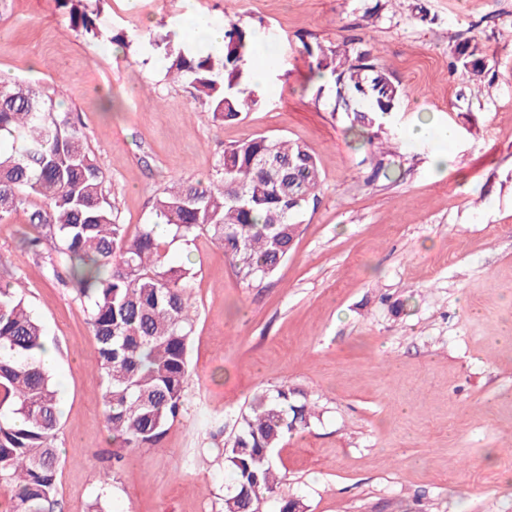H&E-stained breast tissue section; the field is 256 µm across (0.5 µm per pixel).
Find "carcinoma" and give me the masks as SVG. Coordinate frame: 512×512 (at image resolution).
<instances>
[{
	"label": "carcinoma",
	"mask_w": 512,
	"mask_h": 512,
	"mask_svg": "<svg viewBox=\"0 0 512 512\" xmlns=\"http://www.w3.org/2000/svg\"><path fill=\"white\" fill-rule=\"evenodd\" d=\"M63 4L76 31L97 36L86 8ZM156 45L167 73L186 81L215 120H239L257 104L241 89L254 56L247 29L227 23L216 53L167 37ZM305 51L311 72L333 80L337 102L357 105L349 130L369 149L401 100L400 86L370 48L344 41ZM450 67L468 78L484 74L478 39L457 43ZM56 94L55 87L0 83V131L10 137L0 142V220L21 211L57 237L58 260L46 272L72 281L83 298L107 430L121 448L155 447L182 413L195 322L194 272L169 262V247L204 234L243 282L269 276L294 249L301 217L318 204L321 172L306 145L257 135L225 147L208 182L173 178L155 198L150 222L131 236L106 193L105 172L70 114L56 108ZM33 195L44 205L29 211ZM44 347L43 326L25 300L0 288V485L11 492L8 512H54L56 505L61 410L54 378L36 359ZM314 417L306 394L286 385L251 399L221 449L233 475L223 512H259L285 480L273 449Z\"/></svg>",
	"instance_id": "carcinoma-1"
}]
</instances>
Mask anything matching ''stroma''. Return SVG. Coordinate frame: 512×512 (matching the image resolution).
Listing matches in <instances>:
<instances>
[{"label": "stroma", "mask_w": 512, "mask_h": 512, "mask_svg": "<svg viewBox=\"0 0 512 512\" xmlns=\"http://www.w3.org/2000/svg\"><path fill=\"white\" fill-rule=\"evenodd\" d=\"M84 5L97 36L73 30L59 0H0V74L61 86L128 233L172 178L210 177L225 146L259 134L306 144L322 191L263 281L242 282L208 236L171 247L195 264V327L184 411L153 448L118 449L106 428L87 314L45 274L53 241L34 256L25 214L0 221V286L25 298L56 354L55 512H91L104 489L111 512H219L232 474L218 448L256 392L284 384L320 416L275 449L286 479L261 512L283 497L306 512H512V0ZM190 7L277 44L275 78L241 120L214 121L152 47ZM473 26L488 69L465 79L448 61ZM351 38L403 90L381 135L393 165L375 180L305 52ZM422 113L458 131L445 166L439 144L404 136Z\"/></svg>", "instance_id": "obj_1"}]
</instances>
